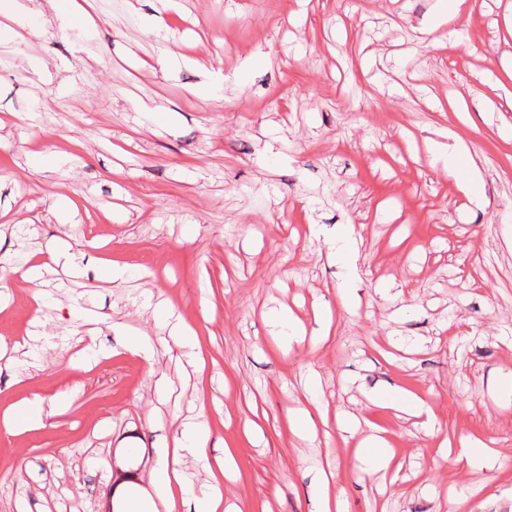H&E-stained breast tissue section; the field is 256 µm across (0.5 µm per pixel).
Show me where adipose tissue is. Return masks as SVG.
I'll return each instance as SVG.
<instances>
[{
	"label": "adipose tissue",
	"instance_id": "obj_1",
	"mask_svg": "<svg viewBox=\"0 0 512 512\" xmlns=\"http://www.w3.org/2000/svg\"><path fill=\"white\" fill-rule=\"evenodd\" d=\"M371 402L377 406H386L419 417L428 434L443 435L444 429L440 417L432 410L428 402L409 392L398 389L392 392L374 394ZM214 441L210 432L191 422L179 425L171 445L163 448L159 466L154 479L161 488L167 512H177L179 505L191 504L193 512H242L238 506H224V479L233 466L231 455L216 457L215 465L209 470L210 483L201 495L193 501H186V478L182 463L186 456L203 458Z\"/></svg>",
	"mask_w": 512,
	"mask_h": 512
}]
</instances>
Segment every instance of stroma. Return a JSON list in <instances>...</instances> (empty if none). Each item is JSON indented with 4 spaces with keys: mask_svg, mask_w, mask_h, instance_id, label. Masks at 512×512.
<instances>
[{
    "mask_svg": "<svg viewBox=\"0 0 512 512\" xmlns=\"http://www.w3.org/2000/svg\"><path fill=\"white\" fill-rule=\"evenodd\" d=\"M435 2L95 0L93 30L38 0L0 15V512H125L132 496L166 512L158 450L201 400L244 512H316L325 479L345 512H448L449 489L482 481L479 512H512V0H467L425 40ZM156 13L173 70L152 65ZM452 135L481 202L426 149ZM341 225L359 249L350 312L327 257ZM52 238L81 259L32 290L19 267ZM392 388L425 397L452 443L491 439L499 465L449 461L419 419L369 403ZM309 389L314 423L383 430L390 474L338 431L295 432ZM34 397L59 414L7 429Z\"/></svg>",
    "mask_w": 512,
    "mask_h": 512,
    "instance_id": "stroma-1",
    "label": "stroma"
}]
</instances>
